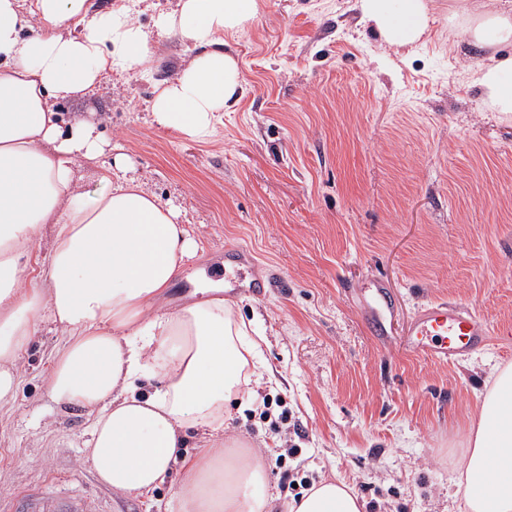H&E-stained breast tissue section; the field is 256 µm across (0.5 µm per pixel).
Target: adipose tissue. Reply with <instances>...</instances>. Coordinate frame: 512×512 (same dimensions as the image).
Masks as SVG:
<instances>
[{"label": "adipose tissue", "instance_id": "ef3b65f1", "mask_svg": "<svg viewBox=\"0 0 512 512\" xmlns=\"http://www.w3.org/2000/svg\"><path fill=\"white\" fill-rule=\"evenodd\" d=\"M360 2L389 46L413 45L428 28V0ZM258 11V0H178L146 26L127 5L0 0V404L15 395L20 355L46 323L68 338L47 394L91 416L83 461L114 491L138 497L170 485L176 512H362L337 478L289 502L266 493L261 455L224 433L268 372L255 360L258 341L223 297L158 307L198 249L193 230L176 206L106 164L95 123L58 108L90 97L104 75L146 72L155 38L173 35L193 54L156 86L152 120L209 141L240 89L224 36ZM448 21L489 52L476 72L484 103L512 114V55L496 52L512 41V0H453ZM80 166L96 169L100 191L80 190ZM193 433L203 445L189 454ZM467 444L457 487L468 512H512L511 365L495 373Z\"/></svg>", "mask_w": 512, "mask_h": 512}]
</instances>
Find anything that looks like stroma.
Segmentation results:
<instances>
[{
    "mask_svg": "<svg viewBox=\"0 0 512 512\" xmlns=\"http://www.w3.org/2000/svg\"><path fill=\"white\" fill-rule=\"evenodd\" d=\"M415 45L387 46L359 0H260L259 14L225 35L241 92L207 143L157 127L155 86L190 54L157 38L147 74L104 76L66 116L94 117L161 202L181 209L200 242L162 299L191 302L203 279L224 285V251L245 245L264 295L227 291L265 335L260 358L277 382L255 386L231 434L265 451L269 493L290 482L343 477L366 512H463L455 494L468 430L512 344L491 342L457 363L404 354L416 308L444 299L512 326V115L487 107L475 70L485 51L448 27V0ZM383 278L397 309L385 339L368 332L360 289ZM65 337L42 327L22 359L13 402L0 407V495L55 475L57 494L111 497L112 512H174L168 486L109 495L82 462L90 418L56 405L44 378ZM281 398L261 420L262 395Z\"/></svg>",
    "mask_w": 512,
    "mask_h": 512,
    "instance_id": "obj_1",
    "label": "stroma"
}]
</instances>
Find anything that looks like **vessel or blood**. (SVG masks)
Listing matches in <instances>:
<instances>
[{
	"instance_id": "1",
	"label": "vessel or blood",
	"mask_w": 512,
	"mask_h": 512,
	"mask_svg": "<svg viewBox=\"0 0 512 512\" xmlns=\"http://www.w3.org/2000/svg\"><path fill=\"white\" fill-rule=\"evenodd\" d=\"M368 291V328L374 336H385V323L395 312V301L382 279L371 280ZM495 337L502 341L512 338V327L492 329L483 317L461 311L451 302L434 300L417 309L401 349L448 363L487 347ZM95 507V502L87 499L66 498L49 490L18 492L0 499V512H94Z\"/></svg>"
}]
</instances>
